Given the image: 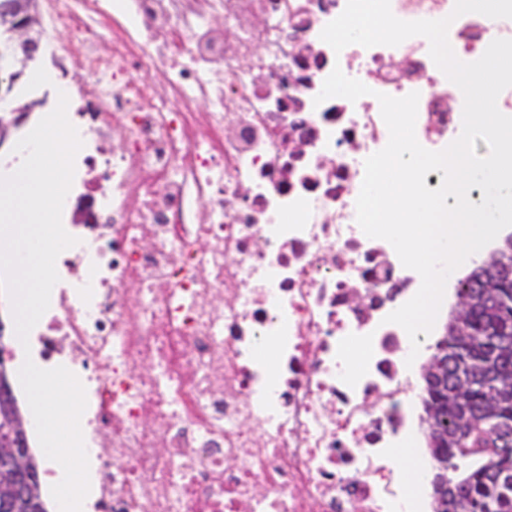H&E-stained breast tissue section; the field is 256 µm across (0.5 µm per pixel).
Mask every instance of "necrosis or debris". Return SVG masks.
I'll list each match as a JSON object with an SVG mask.
<instances>
[{"label":"necrosis or debris","instance_id":"obj_1","mask_svg":"<svg viewBox=\"0 0 512 512\" xmlns=\"http://www.w3.org/2000/svg\"><path fill=\"white\" fill-rule=\"evenodd\" d=\"M83 142L87 208L33 329L41 368L83 384L84 507L99 512H425L424 365L387 322L421 285L356 221L364 162L389 131L378 94L419 95L440 151L461 90L414 36L334 52L347 0H39ZM451 18L459 60L512 19L455 0H390ZM370 89L317 102L334 68ZM168 73L166 87L145 78ZM410 451L409 465L396 451Z\"/></svg>","mask_w":512,"mask_h":512}]
</instances>
